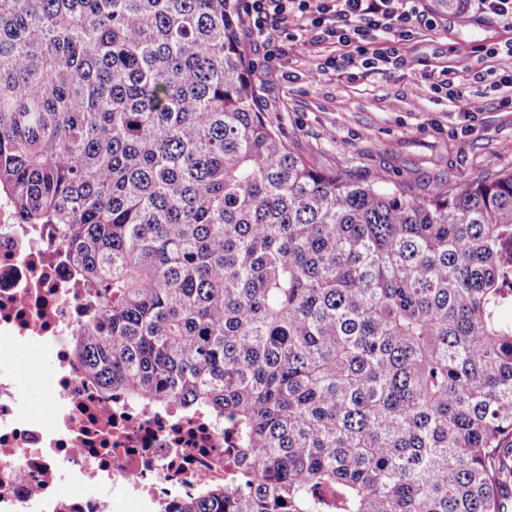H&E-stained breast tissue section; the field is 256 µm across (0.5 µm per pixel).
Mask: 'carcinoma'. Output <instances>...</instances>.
Segmentation results:
<instances>
[{
  "mask_svg": "<svg viewBox=\"0 0 512 512\" xmlns=\"http://www.w3.org/2000/svg\"><path fill=\"white\" fill-rule=\"evenodd\" d=\"M249 73L229 0H0V195L66 245L83 375L227 428L155 512H512V170L315 168Z\"/></svg>",
  "mask_w": 512,
  "mask_h": 512,
  "instance_id": "obj_1",
  "label": "carcinoma"
}]
</instances>
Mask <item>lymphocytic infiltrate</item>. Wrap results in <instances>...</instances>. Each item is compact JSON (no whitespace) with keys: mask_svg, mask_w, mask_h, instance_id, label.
<instances>
[{"mask_svg":"<svg viewBox=\"0 0 512 512\" xmlns=\"http://www.w3.org/2000/svg\"><path fill=\"white\" fill-rule=\"evenodd\" d=\"M237 20L247 28L239 49L256 53L259 45H272L285 21L306 19L316 39L344 46L335 68L355 64L373 69L384 64L408 65L405 42L421 30L435 28L434 18L420 0H237Z\"/></svg>","mask_w":512,"mask_h":512,"instance_id":"f902f5d3","label":"lymphocytic infiltrate"}]
</instances>
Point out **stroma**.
Returning a JSON list of instances; mask_svg holds the SVG:
<instances>
[{
    "label": "stroma",
    "mask_w": 512,
    "mask_h": 512,
    "mask_svg": "<svg viewBox=\"0 0 512 512\" xmlns=\"http://www.w3.org/2000/svg\"><path fill=\"white\" fill-rule=\"evenodd\" d=\"M436 22L405 46L419 61L413 71L360 68L351 75L328 68L343 47L316 42L309 31L274 60L251 56L257 108L297 154L363 183L423 194L440 183H466L490 161L512 169V112L474 79L480 70L512 72V57L485 53L512 32L481 14L467 27L452 14ZM437 66L451 67L468 84L471 116L449 111L445 95L434 90Z\"/></svg>",
    "instance_id": "1"
}]
</instances>
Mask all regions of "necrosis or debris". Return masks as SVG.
<instances>
[{
    "label": "necrosis or debris",
    "mask_w": 512,
    "mask_h": 512,
    "mask_svg": "<svg viewBox=\"0 0 512 512\" xmlns=\"http://www.w3.org/2000/svg\"><path fill=\"white\" fill-rule=\"evenodd\" d=\"M83 307L62 242L47 226L19 227L1 198L0 512H112L100 495L106 484L153 512L223 482V422L118 407L84 378L69 351ZM48 349L49 404L31 409L15 361L36 364Z\"/></svg>",
    "instance_id": "1"
}]
</instances>
